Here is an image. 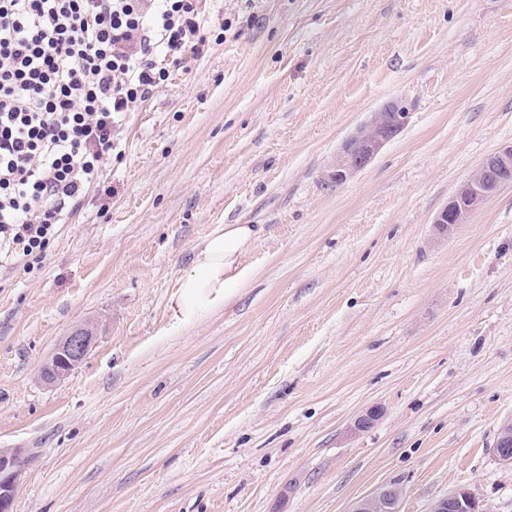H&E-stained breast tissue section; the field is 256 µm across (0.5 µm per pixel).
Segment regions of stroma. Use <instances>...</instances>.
<instances>
[{
	"label": "stroma",
	"instance_id": "stroma-1",
	"mask_svg": "<svg viewBox=\"0 0 512 512\" xmlns=\"http://www.w3.org/2000/svg\"><path fill=\"white\" fill-rule=\"evenodd\" d=\"M213 32L125 116L122 157L39 269L0 267V448L15 512H400L467 489L512 512V186L438 211L512 145V0H208ZM408 126L345 183L369 113ZM257 234L222 310L173 325L194 248ZM102 330L71 374L60 340ZM376 408L373 427L356 418ZM411 114L403 99L386 101L359 124L342 142L327 171L328 183L346 182L367 167L379 151L410 122ZM25 454L18 448H0V512H14L16 492L27 469ZM402 497L397 487H385L356 502L351 512H399Z\"/></svg>",
	"mask_w": 512,
	"mask_h": 512
}]
</instances>
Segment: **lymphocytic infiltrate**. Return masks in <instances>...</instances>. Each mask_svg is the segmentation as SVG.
Masks as SVG:
<instances>
[{
	"label": "lymphocytic infiltrate",
	"mask_w": 512,
	"mask_h": 512,
	"mask_svg": "<svg viewBox=\"0 0 512 512\" xmlns=\"http://www.w3.org/2000/svg\"><path fill=\"white\" fill-rule=\"evenodd\" d=\"M209 29L202 0H0V264H41L123 114Z\"/></svg>",
	"instance_id": "1"
}]
</instances>
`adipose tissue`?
I'll return each instance as SVG.
<instances>
[{
    "instance_id": "adipose-tissue-1",
    "label": "adipose tissue",
    "mask_w": 512,
    "mask_h": 512,
    "mask_svg": "<svg viewBox=\"0 0 512 512\" xmlns=\"http://www.w3.org/2000/svg\"><path fill=\"white\" fill-rule=\"evenodd\" d=\"M255 235L251 225L227 224L197 246L191 270L181 278L170 300L176 325H192L223 308L242 281L233 269Z\"/></svg>"
}]
</instances>
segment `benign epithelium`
I'll return each instance as SVG.
<instances>
[{
  "label": "benign epithelium",
  "instance_id": "7a95c632",
  "mask_svg": "<svg viewBox=\"0 0 512 512\" xmlns=\"http://www.w3.org/2000/svg\"><path fill=\"white\" fill-rule=\"evenodd\" d=\"M411 112L403 99L386 101L359 124L342 142L327 171V181L342 184L367 167L379 151L410 122ZM512 185V145L486 157L448 203L436 214L434 224H465L484 202ZM98 332L78 327L64 337L55 349L56 360L47 384L67 378L82 362L97 341ZM25 452L18 448H0V512H14L18 486L26 472ZM402 497L397 487H385L356 502L351 512H399ZM431 512H479V503L466 489H457L438 499Z\"/></svg>",
  "mask_w": 512,
  "mask_h": 512
}]
</instances>
